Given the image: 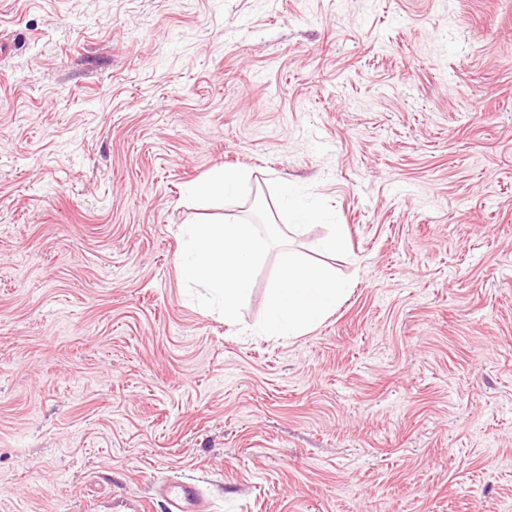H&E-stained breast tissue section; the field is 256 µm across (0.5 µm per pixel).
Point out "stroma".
Returning a JSON list of instances; mask_svg holds the SVG:
<instances>
[{
	"instance_id": "stroma-1",
	"label": "stroma",
	"mask_w": 512,
	"mask_h": 512,
	"mask_svg": "<svg viewBox=\"0 0 512 512\" xmlns=\"http://www.w3.org/2000/svg\"><path fill=\"white\" fill-rule=\"evenodd\" d=\"M250 170L230 197L186 188ZM288 181L349 279L240 336L180 226ZM343 251L320 252L327 224ZM512 512V0H0V512ZM167 512H204L197 485L181 479H166L157 485Z\"/></svg>"
}]
</instances>
